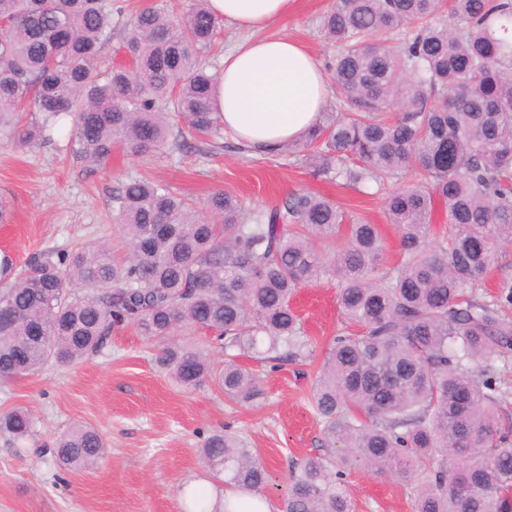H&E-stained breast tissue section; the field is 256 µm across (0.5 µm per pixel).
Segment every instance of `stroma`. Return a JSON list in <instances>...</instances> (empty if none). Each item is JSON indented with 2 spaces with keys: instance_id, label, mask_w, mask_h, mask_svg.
<instances>
[{
  "instance_id": "1",
  "label": "stroma",
  "mask_w": 512,
  "mask_h": 512,
  "mask_svg": "<svg viewBox=\"0 0 512 512\" xmlns=\"http://www.w3.org/2000/svg\"><path fill=\"white\" fill-rule=\"evenodd\" d=\"M332 4L297 0L295 11L265 34L299 41L322 67H329L336 47L322 35L321 19ZM181 138L187 149L137 158L114 150L102 168L83 159L65 137L24 148L0 140V201L8 214L0 223V254L20 265L34 253L101 236L123 253L120 229L112 221V193L126 179L144 175L200 206L214 191L233 193L248 214L280 203L291 192L312 191L378 224L385 245L383 267L398 264L399 239L387 221L383 195L317 181L285 150L257 155L229 135L220 148L188 131ZM294 305L317 345L344 326L334 283L301 288ZM321 363L317 354L304 366L260 367L266 397L259 405H242L211 386L186 391L174 385L156 369L137 330L129 326L79 363L50 365L0 382V413L21 406L36 419V436L27 448L15 449L0 437V512H185L184 492L190 487L217 501L224 487L204 467L200 448L220 429L245 438L270 474L268 501L280 504L291 471L323 450V431L310 403ZM78 423L103 435L105 459L90 470L65 472L50 448L58 434ZM347 487L353 512H413L411 486L397 477L356 469Z\"/></svg>"
}]
</instances>
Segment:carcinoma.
Returning a JSON list of instances; mask_svg holds the SVG:
<instances>
[{
  "label": "carcinoma",
  "mask_w": 512,
  "mask_h": 512,
  "mask_svg": "<svg viewBox=\"0 0 512 512\" xmlns=\"http://www.w3.org/2000/svg\"><path fill=\"white\" fill-rule=\"evenodd\" d=\"M116 16L113 0H0L1 138L26 147L69 122L79 153L104 166L117 147L130 157L181 147L169 140L172 113L221 137L204 58L220 23L209 0L140 9L124 24L134 66L102 72ZM322 27L339 45L330 71L343 111L322 113L292 147L315 179L386 192L397 267L382 271L378 225L346 222L313 192L248 217L216 191L206 202L215 224L137 176L112 193L126 254L98 242L34 253L18 271L0 259V379L76 364L131 325L175 385L212 384L251 405L264 391L236 359L277 369L312 358L292 301L331 279L359 330L323 347L311 401L327 452L292 472L278 512H352L344 477L358 467L411 480L415 512H512V426L499 415L509 392L498 381L512 358V322L499 315L512 281L488 299L476 292L512 242V0H334ZM394 100L405 113L389 121L381 112ZM438 203L448 224L439 236ZM200 330L224 363L194 339ZM34 435L27 409L0 414V436L23 446ZM105 449L78 424L53 456L79 471ZM201 454L245 495L224 512L268 503L267 470L238 435L210 434ZM187 498L186 512H212L204 493Z\"/></svg>",
  "instance_id": "cac0c4a2"
}]
</instances>
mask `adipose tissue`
<instances>
[{"label": "adipose tissue", "instance_id": "1", "mask_svg": "<svg viewBox=\"0 0 512 512\" xmlns=\"http://www.w3.org/2000/svg\"><path fill=\"white\" fill-rule=\"evenodd\" d=\"M296 0H209L213 14L250 38L225 55L217 87L226 131L257 154L299 141L328 101L321 65L288 38L262 32L288 16Z\"/></svg>", "mask_w": 512, "mask_h": 512}]
</instances>
